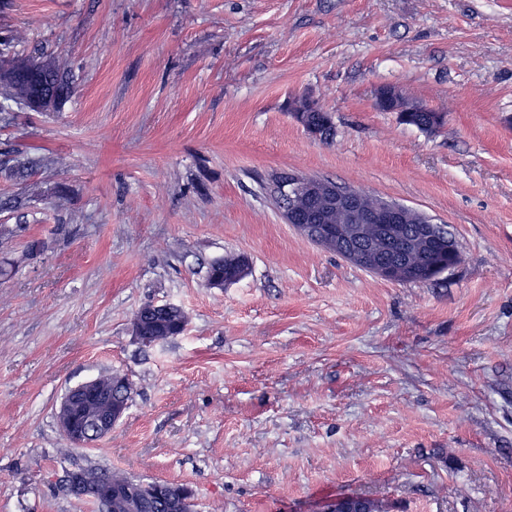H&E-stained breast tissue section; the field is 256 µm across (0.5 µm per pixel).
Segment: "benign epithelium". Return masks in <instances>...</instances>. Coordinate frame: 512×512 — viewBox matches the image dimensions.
<instances>
[{
  "instance_id": "1",
  "label": "benign epithelium",
  "mask_w": 512,
  "mask_h": 512,
  "mask_svg": "<svg viewBox=\"0 0 512 512\" xmlns=\"http://www.w3.org/2000/svg\"><path fill=\"white\" fill-rule=\"evenodd\" d=\"M43 70L44 64L39 61L20 63L0 56V79L27 80L34 87L29 107L39 111L52 104L50 97L41 89ZM377 105L387 112L424 111L420 106H408L400 90L394 86L378 90ZM288 109L295 120L305 126L306 113L317 111L319 107L311 101L303 106L295 97L289 101ZM273 189L278 194L302 195L313 201L307 208L289 207L284 210L287 223L302 237L317 242L381 279L393 282L418 276L434 280L457 266L460 250L452 235L448 236L447 260L430 265L425 258L420 269L407 263L410 239L428 248L444 234L445 227L424 216L413 231H407L409 212L403 205L382 199L368 206L361 193L354 189L331 180L311 181L295 173L284 175ZM333 209L343 214L344 223H325L327 212ZM127 409L128 402L113 397L112 393L89 380L67 390L56 415L57 425L66 440L83 448L111 433ZM68 485L73 496L91 499L101 506H110L112 498L116 497L130 504L131 512H147L154 507H163L165 512H195L192 491L181 490L164 498L163 488L157 482L144 483L135 479L123 487H116L110 479H92L85 470L79 469L69 473Z\"/></svg>"
}]
</instances>
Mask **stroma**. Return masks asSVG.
Returning a JSON list of instances; mask_svg holds the SVG:
<instances>
[{"mask_svg": "<svg viewBox=\"0 0 512 512\" xmlns=\"http://www.w3.org/2000/svg\"><path fill=\"white\" fill-rule=\"evenodd\" d=\"M0 50L65 58L70 87L0 97V512H100L77 467L197 512H512V0H0ZM387 85L442 124L379 109ZM289 170L446 225L462 262L347 263L285 223L264 183ZM150 303L186 332L136 340ZM110 373L124 418L69 447L65 392ZM288 109L292 112L295 120L303 127L307 126V118L303 112L310 113L311 122L316 127L319 135L325 139L331 136L333 131L331 115L328 112H314L322 111V109L314 105L313 102L310 101L306 106H302L299 103L298 98L295 97L289 101ZM249 259L247 256L239 255L215 262L211 265L209 273L212 272L218 277L235 279L234 282L242 279L248 272ZM181 319H183V320L187 319L184 311L176 305H169V310L167 311L166 317L164 319L165 320V325H164L165 330L164 331L157 330L156 331L157 335H155V336H166V337L150 339L148 336H142L141 330L137 326H134V328L132 329V334L139 342H141L143 344H148L152 340L164 341L163 339L171 338L172 336H175V335H171L170 332H172L173 326Z\"/></svg>", "mask_w": 512, "mask_h": 512, "instance_id": "stroma-1", "label": "stroma"}]
</instances>
